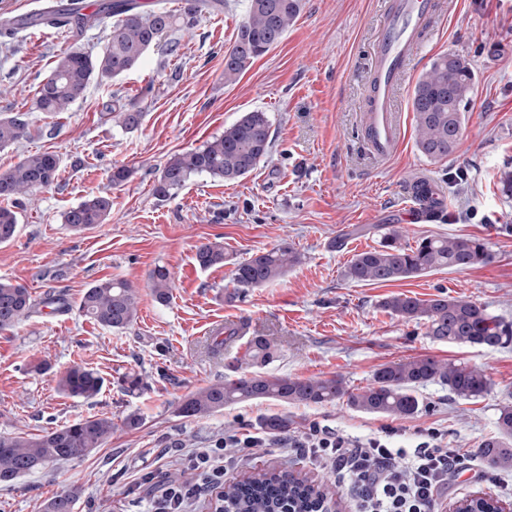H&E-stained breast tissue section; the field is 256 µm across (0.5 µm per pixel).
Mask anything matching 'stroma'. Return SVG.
<instances>
[{
    "instance_id": "35a3bbf8",
    "label": "stroma",
    "mask_w": 512,
    "mask_h": 512,
    "mask_svg": "<svg viewBox=\"0 0 512 512\" xmlns=\"http://www.w3.org/2000/svg\"><path fill=\"white\" fill-rule=\"evenodd\" d=\"M248 0H224L189 31L176 30L151 48L122 77L95 81L69 111L44 120L33 109L41 80L63 48L100 52L111 21L76 33L38 25L0 36V113L26 112L38 137L0 150V172L23 153L51 151L60 159L56 185L20 208L19 232L0 245V279L25 285L34 311L15 329L0 331V433L39 434L87 417L112 418V437L89 455L0 486V512H44L59 490L75 487L73 512H152V495L194 471L170 466L190 449L223 442L225 434L251 433L264 444L224 474L225 485L268 471H289L328 488V507L354 512L355 496L314 459L272 440L267 419L285 417L287 434L319 424L352 440L397 430L390 443L410 449L425 429L443 433L449 447L476 449L497 431L499 408L512 400V345L482 349L434 340L425 326L407 323L381 306L384 297L438 293L469 299L512 325V198L498 184L512 170V0H452L438 16L435 37L398 94L411 110L412 89L436 55H465L476 73L456 152L431 162L407 136L386 164L372 162L356 138L364 96L362 72L380 16L378 0H302L283 41L257 58L234 83L224 81V51L246 15ZM135 103L142 126L127 132L108 120L112 100ZM267 112L272 149L247 178L234 183L197 175L171 198L153 186L166 160L223 134L242 113ZM132 175L112 186L113 165ZM426 178L443 200L438 218L416 222L405 207L411 180ZM106 194L112 209L104 224L75 233L63 216L85 199ZM402 227L404 240L422 236H478L490 262L442 269L417 278L357 284L344 271L353 255L378 247L375 227ZM224 246L223 266L201 269L200 243ZM304 257L281 280L246 289L229 299L236 263L281 243ZM167 267L173 277L169 303L155 300L148 274ZM129 280L138 315L114 331L84 317L79 302L92 283ZM246 323L250 336L278 349L266 373L299 378L342 376L350 388L371 383L381 365L417 356L460 360L482 367L488 392L464 401L446 386L420 387L422 409L394 419L345 404L294 406L274 401L227 408L201 419L177 415L178 401L197 388L235 375L245 341L232 351L218 343L216 328ZM103 379L99 395L70 396L58 387L72 366ZM139 376L141 390L120 382ZM138 427L124 424L128 415ZM486 492L512 504V470L484 464L449 475L440 512Z\"/></svg>"
}]
</instances>
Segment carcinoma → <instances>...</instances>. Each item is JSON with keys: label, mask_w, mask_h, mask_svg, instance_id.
Returning <instances> with one entry per match:
<instances>
[{"label": "carcinoma", "mask_w": 512, "mask_h": 512, "mask_svg": "<svg viewBox=\"0 0 512 512\" xmlns=\"http://www.w3.org/2000/svg\"><path fill=\"white\" fill-rule=\"evenodd\" d=\"M220 6L218 0H185L180 13L166 9L142 11L133 0H108L103 4L112 22L106 45L95 56L68 50L57 56L49 74L38 86L35 111L55 116L67 112L84 98L94 80L115 79L135 69L148 50L168 33L194 28L202 13ZM301 10V0H248L245 18L237 27L233 43L224 51V82L231 83L256 60L284 38ZM475 84V72L466 56L448 51L433 58L411 94L418 152L429 161L455 153L466 119V106ZM109 116L125 130L141 127L144 112L135 104H114ZM27 112L0 113V149L11 147L30 135ZM272 144L271 122L263 111L245 112L224 133L203 145L172 155L161 169L155 195L166 198L183 188L196 175L206 174L235 182L251 174L265 160ZM60 162L56 154L38 151L22 156L10 169L0 172V199L13 205L28 199L38 189L57 183ZM112 208L106 195L89 198L64 214V223L83 231L104 223ZM19 212L0 207V244L14 240ZM381 244L358 253L345 269V278L357 284H384L417 277L443 268H466L491 260L484 240L476 237H425L412 247L402 244L403 231L388 224L377 226ZM224 246L217 242L197 247L195 260L202 269L224 265ZM302 263L294 247L282 243L236 264L234 293L278 281ZM150 287L156 300L167 303L174 287L169 270L156 266ZM381 306L406 323H422L433 339L459 346L496 349L512 341V330L490 316L474 301L443 293L423 300L404 293L384 297ZM79 308L89 319L121 331L137 319V295L124 279L97 282L83 292ZM33 312L31 294L25 286L0 281V331L14 328ZM273 358L272 346L261 336L248 343L240 364L244 371L233 379L200 387L185 396L176 408L184 418L199 419L226 407L253 400L273 399L289 405H333L339 401L356 411L410 418L420 410L416 389L428 383L448 387L461 400H476L486 394L490 381L484 369L460 361L444 362L417 356L382 365L373 382L352 390L338 376L292 378L255 370ZM64 392L92 398L103 381L91 369L75 365L59 381ZM112 419L89 416L67 422L37 436L0 434V486L49 466L82 458L101 447L112 435ZM492 470L512 469V402L499 408L497 433L476 449ZM79 490H64L51 498L46 512H73ZM328 493L307 480L290 474L264 472L224 489L231 512H319ZM460 512H495L492 497L465 499Z\"/></svg>", "instance_id": "carcinoma-1"}]
</instances>
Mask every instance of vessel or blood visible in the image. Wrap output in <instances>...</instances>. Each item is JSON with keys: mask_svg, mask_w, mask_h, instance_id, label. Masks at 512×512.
I'll return each instance as SVG.
<instances>
[{"mask_svg": "<svg viewBox=\"0 0 512 512\" xmlns=\"http://www.w3.org/2000/svg\"><path fill=\"white\" fill-rule=\"evenodd\" d=\"M438 9V0H385L357 127L364 150L374 162L388 161L404 142L406 127L397 107L398 90L406 72L433 40L432 19Z\"/></svg>", "mask_w": 512, "mask_h": 512, "instance_id": "b4317fda", "label": "vessel or blood"}]
</instances>
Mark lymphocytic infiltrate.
Segmentation results:
<instances>
[{
    "label": "lymphocytic infiltrate",
    "instance_id": "obj_1",
    "mask_svg": "<svg viewBox=\"0 0 512 512\" xmlns=\"http://www.w3.org/2000/svg\"><path fill=\"white\" fill-rule=\"evenodd\" d=\"M394 427L364 441H349L333 429L311 425L303 436L280 438L279 445L317 459L345 474L357 498L359 512H438V493L449 474L465 471L469 451L449 447L440 431L428 430L413 450L391 447ZM252 436L225 438L223 444L198 448L189 466L198 474L193 483H171L154 502V512H191L203 492L224 485V463L232 453L257 445Z\"/></svg>",
    "mask_w": 512,
    "mask_h": 512
}]
</instances>
